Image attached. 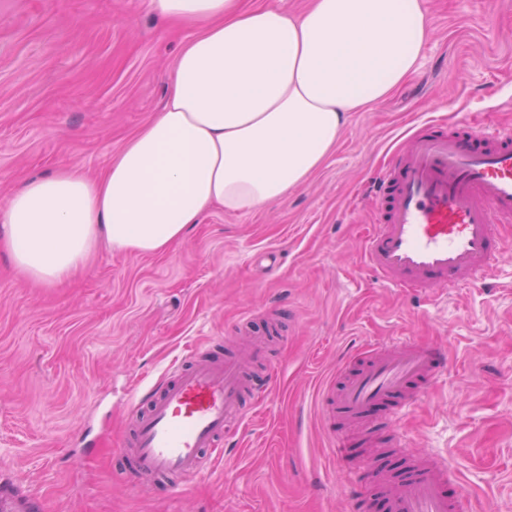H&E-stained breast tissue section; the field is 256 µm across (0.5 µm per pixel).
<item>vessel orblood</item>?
I'll return each instance as SVG.
<instances>
[{
    "label": "vessel or blood",
    "mask_w": 512,
    "mask_h": 512,
    "mask_svg": "<svg viewBox=\"0 0 512 512\" xmlns=\"http://www.w3.org/2000/svg\"><path fill=\"white\" fill-rule=\"evenodd\" d=\"M379 221L364 242L362 263L374 279L411 296L468 288L486 279L504 251L500 222L512 223V130L462 118L454 132L428 121L415 127L375 177ZM254 341L241 355L193 354L166 374L160 387L133 396L129 428L117 450L120 473L133 485L166 484L180 492L203 472L210 455L271 387L272 370L252 375L261 358ZM357 369L326 384V417L366 424L375 408L399 414L443 373V346L370 344L352 355ZM454 467L424 461L389 492L390 512H469L449 495Z\"/></svg>",
    "instance_id": "obj_1"
}]
</instances>
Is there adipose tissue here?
Here are the masks:
<instances>
[{"label": "adipose tissue", "instance_id": "ef3b65f1", "mask_svg": "<svg viewBox=\"0 0 512 512\" xmlns=\"http://www.w3.org/2000/svg\"><path fill=\"white\" fill-rule=\"evenodd\" d=\"M195 34L164 104L103 176L60 167L0 211V250L54 284L99 241L168 251L211 208H262L304 185L351 113L386 99L419 69L425 0H312L299 14L240 0H149Z\"/></svg>", "mask_w": 512, "mask_h": 512}]
</instances>
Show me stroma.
I'll list each match as a JSON object with an SVG mask.
<instances>
[{"label": "stroma", "instance_id": "stroma-1", "mask_svg": "<svg viewBox=\"0 0 512 512\" xmlns=\"http://www.w3.org/2000/svg\"><path fill=\"white\" fill-rule=\"evenodd\" d=\"M418 73L352 113L335 150L271 206L205 213L170 251L104 246L61 285L0 255V470L38 497L32 512H387L376 461L397 477L450 460L470 512H512V229L494 279L435 298L364 269L370 182L408 131L462 115L512 128V13L482 0H426ZM188 36L148 0H0V208L29 177L75 165L102 174L159 111ZM279 317L277 367L222 459L187 481L131 486L113 452L132 395L190 350L237 353L242 318ZM407 336L448 365L399 419L325 422L323 382L362 346ZM346 437L334 456L328 429Z\"/></svg>", "mask_w": 512, "mask_h": 512}]
</instances>
